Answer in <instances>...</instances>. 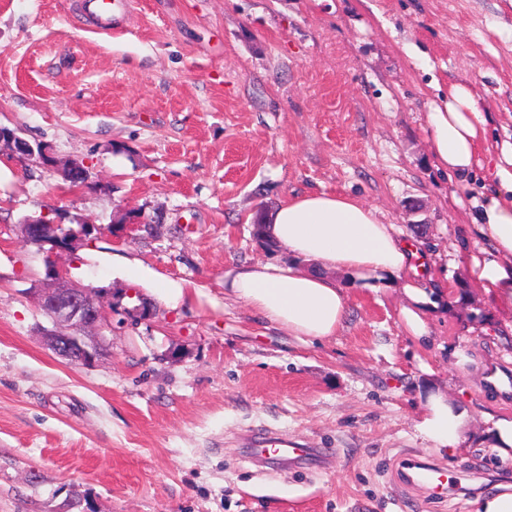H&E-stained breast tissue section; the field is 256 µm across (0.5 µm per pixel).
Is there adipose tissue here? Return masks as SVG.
<instances>
[{"label": "adipose tissue", "mask_w": 512, "mask_h": 512, "mask_svg": "<svg viewBox=\"0 0 512 512\" xmlns=\"http://www.w3.org/2000/svg\"><path fill=\"white\" fill-rule=\"evenodd\" d=\"M427 120L438 167L464 175L483 164L501 188L470 229L476 249L468 262L472 280L498 307L512 310V141L489 147L478 100L462 83L450 84L446 96L431 101ZM264 238L281 252V260L226 270L224 294L266 325L304 343L329 339L349 316L350 289L377 295L398 280L407 299L399 310L403 328L419 345H430L427 316L438 309L439 299L415 269L419 252L413 242L402 239L396 225L382 223L372 208L346 195H296L266 215ZM340 273L345 282L337 281ZM112 275L146 286L172 308L197 294L178 283H157L155 273L135 259L113 258ZM470 418L469 405L436 388L426 396L416 429L431 448L452 453L464 444Z\"/></svg>", "instance_id": "adipose-tissue-1"}]
</instances>
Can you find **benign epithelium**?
Wrapping results in <instances>:
<instances>
[{
  "instance_id": "benign-epithelium-1",
  "label": "benign epithelium",
  "mask_w": 512,
  "mask_h": 512,
  "mask_svg": "<svg viewBox=\"0 0 512 512\" xmlns=\"http://www.w3.org/2000/svg\"><path fill=\"white\" fill-rule=\"evenodd\" d=\"M0 144L22 158H32L34 146L14 133L0 132ZM52 284L40 290L38 304L53 328L42 332L48 349L58 357L82 368H92L105 358L96 330L106 323V310L90 288L74 285L67 271L54 261H47Z\"/></svg>"
}]
</instances>
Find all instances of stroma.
<instances>
[{
    "instance_id": "1",
    "label": "stroma",
    "mask_w": 512,
    "mask_h": 512,
    "mask_svg": "<svg viewBox=\"0 0 512 512\" xmlns=\"http://www.w3.org/2000/svg\"><path fill=\"white\" fill-rule=\"evenodd\" d=\"M122 26L98 34L74 0H0V124L89 165L74 187L0 155V512H476L512 492V458L482 442L512 414V311L464 252L491 188L483 167L436 168L426 120L467 82L489 140L512 138V0H137ZM305 191L413 239L449 290L432 347L404 333L397 288L353 296L343 329L308 344L225 298V269L281 257L256 214ZM40 215L70 248L26 241ZM116 255L198 294L169 308L113 278ZM50 257L112 314L97 367L37 331ZM428 381L472 407L459 454L416 436ZM257 431L336 454L259 466ZM425 463L461 490L411 481Z\"/></svg>"
}]
</instances>
